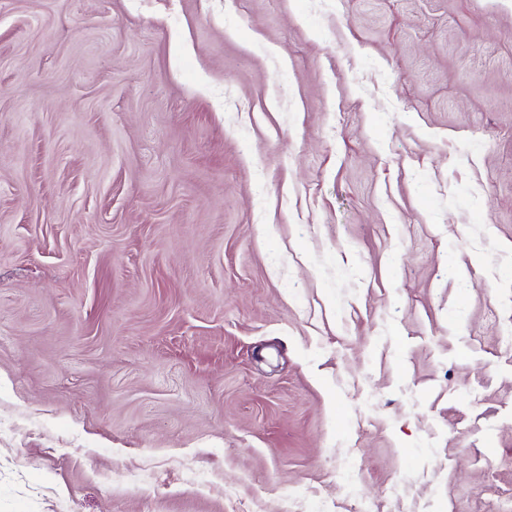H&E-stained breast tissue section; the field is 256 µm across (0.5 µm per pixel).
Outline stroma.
Instances as JSON below:
<instances>
[{
  "label": "stroma",
  "mask_w": 512,
  "mask_h": 512,
  "mask_svg": "<svg viewBox=\"0 0 512 512\" xmlns=\"http://www.w3.org/2000/svg\"><path fill=\"white\" fill-rule=\"evenodd\" d=\"M511 333L512 0H0V512H512Z\"/></svg>",
  "instance_id": "1"
}]
</instances>
